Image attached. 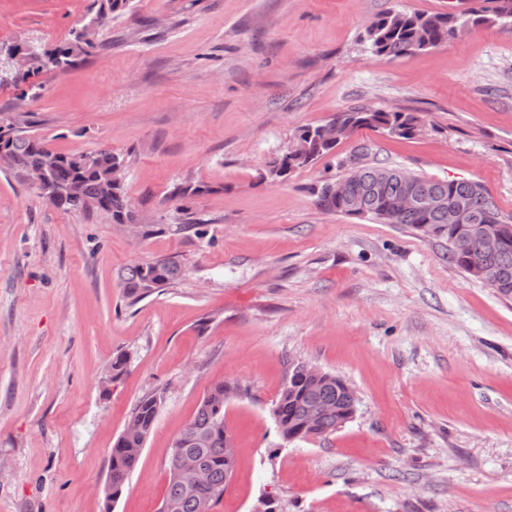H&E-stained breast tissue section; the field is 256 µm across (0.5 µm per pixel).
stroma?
Returning <instances> with one entry per match:
<instances>
[{"mask_svg": "<svg viewBox=\"0 0 512 512\" xmlns=\"http://www.w3.org/2000/svg\"><path fill=\"white\" fill-rule=\"evenodd\" d=\"M93 0H0V44L52 49ZM482 0H135L64 72L0 81V116L65 154H121L139 228L66 212L0 165V512H158L171 443L217 382L236 448L216 512H512V301L407 224L316 204L355 146L442 180L481 183L512 213V34L469 26L408 58L362 35L389 8ZM356 107L417 116L368 128L274 182L296 131ZM197 186L181 199L178 184ZM180 276L129 303L128 268ZM128 370L103 388L116 354ZM343 377L359 402L335 433L282 443L288 364ZM162 402L122 496L113 445Z\"/></svg>", "mask_w": 512, "mask_h": 512, "instance_id": "obj_1", "label": "stroma"}]
</instances>
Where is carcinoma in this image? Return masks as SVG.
Instances as JSON below:
<instances>
[{
  "label": "carcinoma",
  "instance_id": "obj_1",
  "mask_svg": "<svg viewBox=\"0 0 512 512\" xmlns=\"http://www.w3.org/2000/svg\"><path fill=\"white\" fill-rule=\"evenodd\" d=\"M132 2L93 0L88 20L94 25L92 31H87L84 25L74 29L69 42L52 50L27 48L31 59L29 70L22 75L11 74L12 83L20 90V97H36L32 93L33 85L27 83L31 75L43 70L63 71L73 66L77 57L91 55L97 49L99 29L107 26L114 14L131 10ZM490 3L491 7L485 9V14L477 15L473 22L495 24L501 20L503 26H508V21L512 20V0H490ZM461 25L458 17L450 13L388 10L366 28V40L379 56L406 58L452 39ZM416 121L417 118L410 113L364 107L340 112L333 118L347 138L360 128L382 129L392 136L407 137L413 133ZM295 138L306 142L308 149L282 154L270 165L269 176H289L331 154L336 148V144L320 138L317 126L299 128ZM0 143L9 149L16 169L25 173L47 169L44 193L50 194L69 182L82 186V198L64 201L61 209L82 212L97 209L111 215L116 224L132 221L133 215L127 207L118 176L123 159L112 150L102 148L89 155L62 154L51 149L43 139L28 136L19 128L6 137L0 133ZM383 172L388 178L382 183L379 176ZM342 181L344 177L341 176L322 185L317 205L343 215L367 216L380 222L387 205L408 190L418 197L437 195L451 204H465L469 210V223L480 224L484 231L499 235L502 247L496 255L486 257L476 239L471 253L458 255L450 251L448 257L470 277L488 284L501 298L512 299V215L503 214L481 184L433 179L382 163L362 167L358 179L347 182L346 197H338L332 191V187ZM349 196L361 202V209L349 207ZM392 223L410 225L428 238L446 242L466 232L464 226L448 223L446 211L429 214L416 208L409 209L399 213ZM179 274L180 266L170 259L139 264L130 269L126 278L127 299L133 305L169 285ZM227 398L228 386L222 382L214 384L200 402L195 418L173 440L172 448L193 458L205 471L206 483L191 490L177 480L169 479L163 501L171 505V512H202L206 502L209 503L208 512H213L224 497L234 463V456L225 453L224 404ZM160 405L161 398L148 395L133 408L131 417L136 421V429L121 433L113 445L104 488L105 499L115 503L121 497L125 482L145 448ZM309 405L325 409L315 432L317 437L336 432L351 415V403L343 379L329 372L323 373L319 379H312L299 372V364L292 363L271 409L281 439L293 436L300 440L307 438V433L302 431V415Z\"/></svg>",
  "mask_w": 512,
  "mask_h": 512
}]
</instances>
